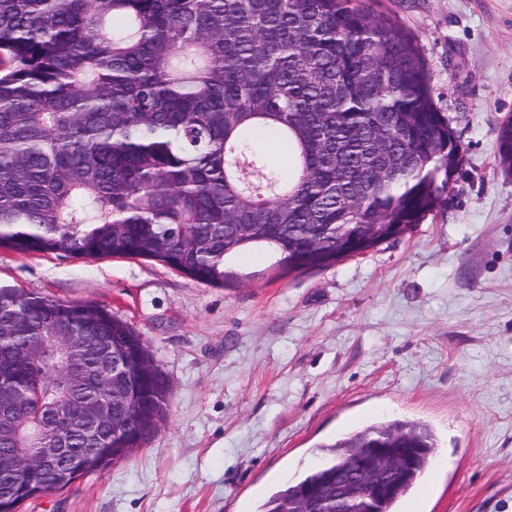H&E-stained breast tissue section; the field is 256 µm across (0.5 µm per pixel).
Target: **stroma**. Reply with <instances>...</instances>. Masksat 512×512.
<instances>
[{
	"label": "stroma",
	"mask_w": 512,
	"mask_h": 512,
	"mask_svg": "<svg viewBox=\"0 0 512 512\" xmlns=\"http://www.w3.org/2000/svg\"><path fill=\"white\" fill-rule=\"evenodd\" d=\"M417 38L463 146L447 202L406 234L303 273L253 256L221 286L164 263L0 249V287L93 301L172 386L164 424L21 512H258L319 445L393 419L436 454L398 512H512V0H372ZM497 144L500 165L506 172L512 174V119L500 125Z\"/></svg>",
	"instance_id": "obj_1"
}]
</instances>
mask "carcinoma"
<instances>
[{"instance_id":"1","label":"carcinoma","mask_w":512,"mask_h":512,"mask_svg":"<svg viewBox=\"0 0 512 512\" xmlns=\"http://www.w3.org/2000/svg\"><path fill=\"white\" fill-rule=\"evenodd\" d=\"M429 83L415 37L363 0H0V249L149 258L212 286L255 250L290 271L331 267L446 203L463 158ZM497 144L512 174V119ZM59 326L80 337L66 373L20 356ZM114 353L120 371L100 374ZM0 381L13 403L0 453L20 424L34 448L66 441L68 463L93 456L83 475L140 447L171 395L126 321L14 288H0ZM70 384L91 404L112 396L99 437L54 420ZM382 448L411 455L379 495L378 512H395L435 450L428 427L403 420L318 446L259 512L336 497ZM11 481L19 495L3 512L45 478L0 465V486Z\"/></svg>"}]
</instances>
